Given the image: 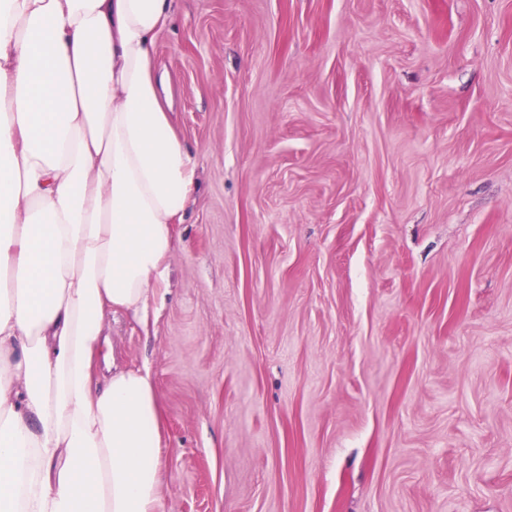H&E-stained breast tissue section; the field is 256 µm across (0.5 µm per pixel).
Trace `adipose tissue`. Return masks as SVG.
<instances>
[{
	"instance_id": "ef3b65f1",
	"label": "adipose tissue",
	"mask_w": 512,
	"mask_h": 512,
	"mask_svg": "<svg viewBox=\"0 0 512 512\" xmlns=\"http://www.w3.org/2000/svg\"><path fill=\"white\" fill-rule=\"evenodd\" d=\"M173 0H0V512H162L149 367L108 314L166 292L195 162L162 104Z\"/></svg>"
}]
</instances>
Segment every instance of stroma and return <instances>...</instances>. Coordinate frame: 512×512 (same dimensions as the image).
<instances>
[{
    "mask_svg": "<svg viewBox=\"0 0 512 512\" xmlns=\"http://www.w3.org/2000/svg\"><path fill=\"white\" fill-rule=\"evenodd\" d=\"M199 190L148 325L163 512H512V0H175Z\"/></svg>",
    "mask_w": 512,
    "mask_h": 512,
    "instance_id": "1",
    "label": "stroma"
}]
</instances>
